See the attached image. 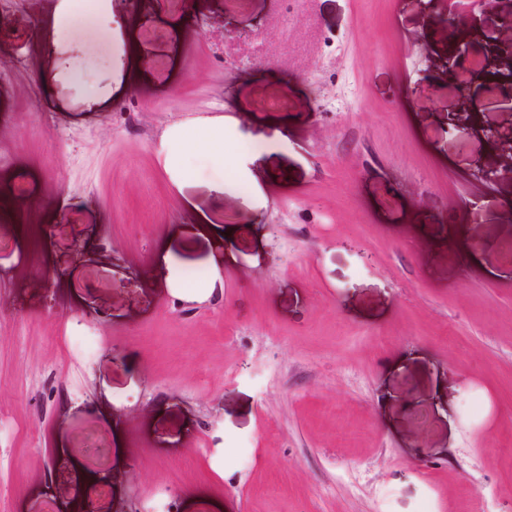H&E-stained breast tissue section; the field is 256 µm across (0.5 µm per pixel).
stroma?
Segmentation results:
<instances>
[{
    "mask_svg": "<svg viewBox=\"0 0 512 512\" xmlns=\"http://www.w3.org/2000/svg\"><path fill=\"white\" fill-rule=\"evenodd\" d=\"M58 2L0 24V512H512V86L457 111L446 0ZM279 143H288V130L285 128L268 132L259 126L248 132L237 141V151L230 157L232 172L237 171L241 165L262 162L270 148ZM184 148L190 152H194L199 148H204L212 158L220 162H224V131H222V133L205 131L187 142L184 145ZM235 260L234 253L228 242L222 241L218 236L214 239L213 250L206 260V265L210 268L211 278L209 283L210 290L215 287L216 281L220 279L219 271L225 263H232Z\"/></svg>",
    "mask_w": 512,
    "mask_h": 512,
    "instance_id": "stroma-1",
    "label": "stroma"
}]
</instances>
